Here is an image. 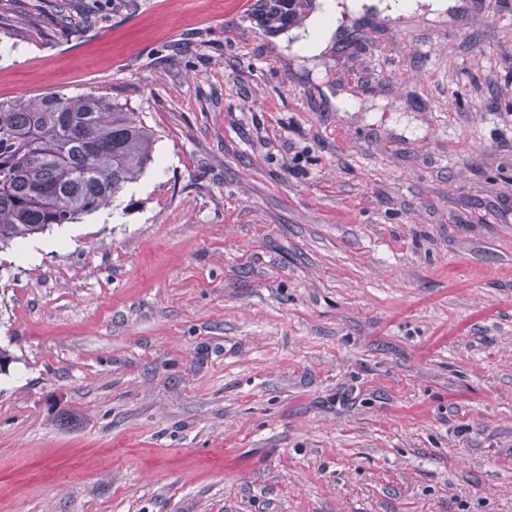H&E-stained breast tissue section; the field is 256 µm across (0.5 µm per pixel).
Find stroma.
I'll list each match as a JSON object with an SVG mask.
<instances>
[{
  "label": "stroma",
  "instance_id": "35a3bbf8",
  "mask_svg": "<svg viewBox=\"0 0 512 512\" xmlns=\"http://www.w3.org/2000/svg\"><path fill=\"white\" fill-rule=\"evenodd\" d=\"M0 0V99L156 133L0 252V512H512V0ZM363 2L360 0L343 1L324 0L321 9L311 15L306 31L302 32L301 38L293 42L294 49L305 53L314 54L319 52L323 41L330 34L333 27H337L344 18L343 12H357L361 9ZM420 4L428 5L432 12H441L448 8L447 0H384L380 4V7H389V13L407 12L417 9Z\"/></svg>",
  "mask_w": 512,
  "mask_h": 512
}]
</instances>
